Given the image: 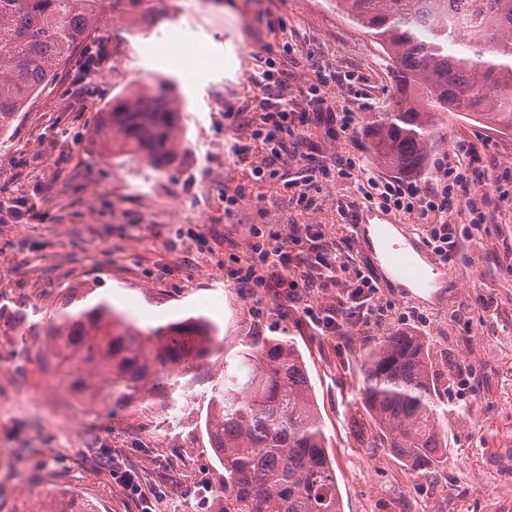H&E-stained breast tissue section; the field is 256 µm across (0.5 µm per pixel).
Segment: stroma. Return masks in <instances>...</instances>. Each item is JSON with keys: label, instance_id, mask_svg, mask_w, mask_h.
Instances as JSON below:
<instances>
[{"label": "stroma", "instance_id": "obj_1", "mask_svg": "<svg viewBox=\"0 0 512 512\" xmlns=\"http://www.w3.org/2000/svg\"><path fill=\"white\" fill-rule=\"evenodd\" d=\"M93 40L103 57L74 64L34 98L0 144V512H46L76 496L96 512H142L105 467L136 466L155 512H203L219 482L204 420L207 381L184 378L171 395L122 408L92 406L67 388L47 324L70 297L105 298L140 327L202 316L219 329L218 376L253 336H289L301 350L334 462L343 512H512V136L438 113L435 144L415 177L461 161L489 183L487 197L448 212L461 247L436 296L412 301L381 287L382 320L320 330L342 284L374 273L362 250L335 285L291 302L247 293L226 274L251 254L253 226L288 234L313 224L339 239L363 207L355 174L331 170L300 209L295 180L309 163L289 159L256 177L266 153L259 68L284 80L307 108L319 70L333 76L327 108L356 124L392 95L389 60L336 0H154L152 13H109ZM167 77L180 96L174 160L155 171L107 157L94 135L101 112L135 85ZM317 160L353 158L372 175L362 135L310 124ZM394 329L430 343L438 396L448 408V460L411 470L373 447V423L355 397L361 353Z\"/></svg>", "mask_w": 512, "mask_h": 512}]
</instances>
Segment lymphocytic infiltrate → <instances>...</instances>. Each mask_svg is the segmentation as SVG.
<instances>
[{
  "mask_svg": "<svg viewBox=\"0 0 512 512\" xmlns=\"http://www.w3.org/2000/svg\"><path fill=\"white\" fill-rule=\"evenodd\" d=\"M251 81L259 88L263 113L261 124L253 132L254 138L270 145V159L266 169H273L288 152L289 145L306 139V116H295L288 109V98L283 86L274 84L267 70L252 74ZM367 188L362 195L366 202L382 209L392 207L433 216L434 221L426 236V244L441 258L454 256L458 249L455 230L447 224L448 212L457 208L462 197L487 196L488 182L479 175L464 176L455 167L442 169L434 183L421 186L401 179L367 177ZM252 254L246 265L230 270L229 276L237 287L250 291L256 288H284L289 296H296L303 284L314 280L335 281L336 272L353 263V231H346L340 248H332L321 232L306 224H294L288 235H264L254 229ZM348 316L356 322L371 325L381 306L379 287L365 273H356L344 287Z\"/></svg>",
  "mask_w": 512,
  "mask_h": 512,
  "instance_id": "lymphocytic-infiltrate-1",
  "label": "lymphocytic infiltrate"
}]
</instances>
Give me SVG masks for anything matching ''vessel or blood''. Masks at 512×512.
Instances as JSON below:
<instances>
[{
    "label": "vessel or blood",
    "mask_w": 512,
    "mask_h": 512,
    "mask_svg": "<svg viewBox=\"0 0 512 512\" xmlns=\"http://www.w3.org/2000/svg\"><path fill=\"white\" fill-rule=\"evenodd\" d=\"M354 230L358 242H370L393 275L411 281L419 293L433 292L446 279L448 264L441 262L410 226L358 223Z\"/></svg>",
    "instance_id": "1"
}]
</instances>
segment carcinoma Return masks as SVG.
<instances>
[{
	"mask_svg": "<svg viewBox=\"0 0 512 512\" xmlns=\"http://www.w3.org/2000/svg\"><path fill=\"white\" fill-rule=\"evenodd\" d=\"M391 60L394 91L364 127L375 163L420 172L434 143L433 115L462 112L512 131V0H338ZM148 14L151 0H0V136L77 55L93 64L91 34L110 6ZM173 82L113 100L96 126L101 144L163 169L176 155ZM53 317L69 388L110 409L175 388L220 351L202 317L141 329L101 298ZM356 399L380 445L418 467L448 459L445 410L426 338L399 329L361 355ZM205 429L221 480L206 512H342L321 413L302 353L285 337L254 336L211 383Z\"/></svg>",
	"mask_w": 512,
	"mask_h": 512,
	"instance_id": "1",
	"label": "carcinoma"
}]
</instances>
